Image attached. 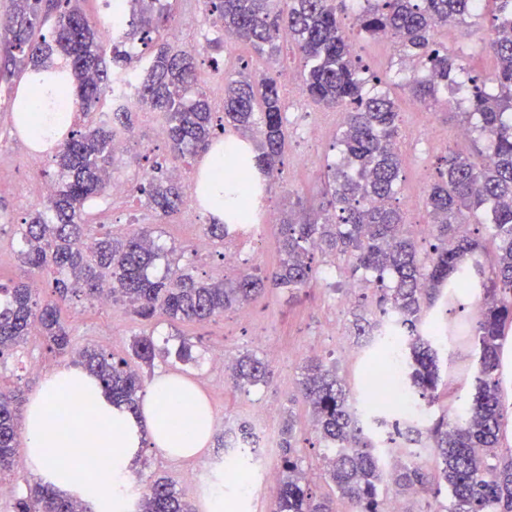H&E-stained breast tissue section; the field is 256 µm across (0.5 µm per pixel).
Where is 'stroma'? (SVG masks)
Returning a JSON list of instances; mask_svg holds the SVG:
<instances>
[{
	"instance_id": "obj_1",
	"label": "stroma",
	"mask_w": 512,
	"mask_h": 512,
	"mask_svg": "<svg viewBox=\"0 0 512 512\" xmlns=\"http://www.w3.org/2000/svg\"><path fill=\"white\" fill-rule=\"evenodd\" d=\"M219 34L212 17L202 11L198 14L197 25L184 30L176 40L179 47L198 48L197 75L202 88L212 89L220 76L229 80L241 74H267L277 78L284 73H297L299 69V60L287 42L283 43L281 53L273 63L245 43L224 46L219 53H211L206 44ZM490 36L489 23H482L477 29L458 25L448 34V47L465 56L475 74L487 77L496 67L489 49ZM281 96L286 112L288 148L283 159V173L274 184L267 205L281 213L287 210L290 202L299 200L311 214L321 206L324 165L333 154L340 124L334 110L311 105L299 84L282 85ZM396 97L401 112L403 154L398 197L407 223H423L427 215L421 200L443 158L451 151L471 152L473 144L455 138L461 126L458 108H428L402 90L397 91ZM316 118L323 124V135L318 141L311 142L306 138V129ZM133 122L128 149L112 172L115 179L130 186L140 182L144 169L152 162L172 158L161 113L140 108L134 110ZM434 126L446 133L443 144L428 142L427 134ZM1 166L9 170L10 177L0 181V224H18L38 203L34 191L38 183L44 181L45 173L50 169V159L33 153L26 140L17 136L14 124L0 123ZM185 218L186 213L182 210L168 217L156 215L144 197L135 192L122 201L104 196L93 205L90 214L91 224L103 225L105 231L118 237L138 226L149 227L154 235L176 247L183 264L191 267L195 276L206 279L221 275L223 259L218 249L200 253L194 246L195 238L204 234L209 216H201L196 224L186 223ZM313 264L320 276L299 298L289 299L287 294L270 288L249 305V318H240L238 310L233 309L204 324L160 320L153 328L157 335L194 342L193 363L160 361L155 371L181 375L201 390L215 409L214 435H223L225 421L249 420L253 406L268 403L276 408L269 421L275 434L280 431L284 411H293L298 420L296 445L306 462L316 467L320 464L323 448L308 423L306 405L297 399L302 368L308 358H322L325 363L335 365L339 378L352 394H359L367 371L366 363L339 359L336 350L340 345L355 342L352 324L356 316L372 319L378 310L374 283L351 275L343 260L318 252ZM349 286L355 287L357 297L346 306L341 295ZM61 317L72 325L77 346L92 345L118 356L129 355L135 334L144 329L143 324L117 304L100 307L74 299L63 305ZM433 318L441 325H453L466 340L465 345L452 351L446 381L456 388L460 400H468L474 392L475 363L469 341L477 321L476 302L472 299L462 303L450 298L440 299ZM217 348L232 355L253 350L263 357L269 350H278V359L270 363V382L246 391L234 388L226 371L213 368L210 363V355ZM18 351L19 359L10 358L0 364V392L18 389L27 399L43 380L42 374L32 371V363H45L47 371L51 372L59 367L60 360L48 352L39 336L29 337ZM219 453V448L211 444L202 455L174 462L155 449H143L140 462L132 468L134 484L143 491L154 479L165 477L173 482L186 501L200 506L198 486L185 483L184 475L191 470L204 471ZM236 485L233 479L224 483V512H271L276 496L274 484L257 480L253 495L246 502L238 499Z\"/></svg>"
}]
</instances>
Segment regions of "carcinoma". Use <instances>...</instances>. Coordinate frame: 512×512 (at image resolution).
<instances>
[{
  "mask_svg": "<svg viewBox=\"0 0 512 512\" xmlns=\"http://www.w3.org/2000/svg\"><path fill=\"white\" fill-rule=\"evenodd\" d=\"M82 0H10L0 18L6 47L0 73L11 77L27 69L49 67L57 58L69 67L61 95L78 105L83 122L75 123L54 145L51 159L54 190L41 208L12 225L20 241L27 272L47 280L52 295L44 299L25 282L0 284V360L28 336L43 337L59 357L76 355L112 395V402L136 414L148 372L169 351L147 333L134 338L131 358L94 347L75 349L70 328L60 318L59 303L83 299L121 303L145 322L162 314L172 321L204 323L232 307L249 303L268 287L293 297L309 287L317 270L313 252L325 250L343 259L351 274L372 276L383 286L382 312L395 317L403 342L407 385L416 397L435 406L440 398L444 364L427 331L430 310L452 289L483 291L474 348L475 393L466 412L452 421L442 414L433 421H396L388 442L407 461L393 475L402 492H424L445 486L449 503H427L424 512H512V455L500 452L505 421L512 405L505 402L502 350L512 328V0H360L354 8L356 31L346 33L347 0H203L220 27L276 59L281 33L287 32L301 63V90L319 108L345 114L327 161L325 207L313 218L288 213L281 225V258L263 271L243 269L232 279L200 280L179 266L174 248L145 228L122 238L109 232L91 234L87 207L107 193L117 161L112 140L132 131V112L125 106L94 118L130 57L126 44L139 41L145 67L133 102L163 114L174 160L207 152L218 133L245 143L237 173L228 177L224 223L207 225L205 235L216 246L234 225L257 218L262 195L281 175L288 132L277 80L265 76L224 82V118L211 112L206 92L196 88L195 53L164 41L172 17L164 0H115L112 11L126 16L120 40H109L81 8ZM494 39L490 48L498 64L491 78H481L464 57L436 38L448 25L466 24L483 15L487 4ZM391 36L399 56H412L425 70L440 75L433 83L419 72L398 69L380 77L351 50L354 38ZM405 87L420 104L448 107L466 102L465 126L474 149L451 152L431 181L425 200L429 217V250L422 254L405 231L404 212L396 205L401 178L397 150L400 110L395 89ZM257 169L265 180L238 195L233 183L244 171ZM134 191L148 206L169 216L184 205L181 185L161 162L145 170ZM492 244L487 251L486 244ZM271 370L253 351L231 364L234 386L266 385ZM300 393L309 422L324 447L321 476L336 497L310 487L295 446V420L281 430L274 512H385L382 488L386 473L382 447L367 421L360 418L350 390L317 357L307 360ZM17 395L0 392V472L16 464ZM15 512H92L77 499L37 484L19 498ZM137 512H194L173 484L151 482Z\"/></svg>",
  "mask_w": 512,
  "mask_h": 512,
  "instance_id": "cac0c4a2",
  "label": "carcinoma"
}]
</instances>
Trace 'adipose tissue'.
<instances>
[{
	"mask_svg": "<svg viewBox=\"0 0 512 512\" xmlns=\"http://www.w3.org/2000/svg\"><path fill=\"white\" fill-rule=\"evenodd\" d=\"M43 96H18L16 122L31 125L34 136L43 128L66 131L71 115L64 102H50L58 82L41 74ZM177 402L183 417L199 424L192 445H182L171 433L159 407ZM215 419L213 406L190 381L174 373L158 375L143 397L140 414L113 404L98 380L78 367H65L45 376L30 397L21 432L27 463L57 492L90 503L93 512H115L130 490L132 459L149 446L170 460L198 455L208 443Z\"/></svg>",
	"mask_w": 512,
	"mask_h": 512,
	"instance_id": "adipose-tissue-1",
	"label": "adipose tissue"
}]
</instances>
